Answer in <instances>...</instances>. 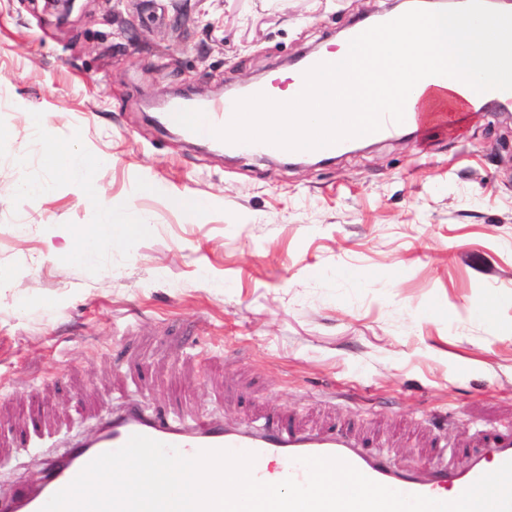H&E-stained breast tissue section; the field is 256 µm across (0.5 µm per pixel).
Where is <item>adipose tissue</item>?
<instances>
[{
	"instance_id": "obj_1",
	"label": "adipose tissue",
	"mask_w": 512,
	"mask_h": 512,
	"mask_svg": "<svg viewBox=\"0 0 512 512\" xmlns=\"http://www.w3.org/2000/svg\"><path fill=\"white\" fill-rule=\"evenodd\" d=\"M383 42L392 50L398 69V83L402 94L407 95L418 112H463L467 105L455 85L437 90H426L418 83L417 69L421 62L440 54L446 57L448 67L470 75L474 90L493 82L497 74L493 63L512 65V28L491 32L487 20L472 16L462 17L448 12L427 19L411 21L388 31ZM374 78L370 55H363L358 68L352 73L336 76L337 94L330 101L314 97L293 96L290 89H277L272 100L263 104L248 103V112L265 114V126L283 138L313 135L318 131L314 113L321 111L343 113L337 124L336 136L346 137L350 127L356 126L359 114L369 111L371 104L367 90ZM291 112H308L312 118L299 126L287 123ZM45 161L49 167L76 181L88 194L98 192L97 166L88 164L54 137L45 139ZM149 225H129L109 217L104 223L83 228L73 241L70 258L85 260L92 256L104 241L121 239L130 234H145Z\"/></svg>"
}]
</instances>
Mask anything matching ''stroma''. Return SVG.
I'll return each instance as SVG.
<instances>
[{"instance_id": "1", "label": "stroma", "mask_w": 512, "mask_h": 512, "mask_svg": "<svg viewBox=\"0 0 512 512\" xmlns=\"http://www.w3.org/2000/svg\"><path fill=\"white\" fill-rule=\"evenodd\" d=\"M390 0H0V497L125 404L356 430L465 469L512 430V116L451 112L318 165L229 156L151 119L220 98ZM103 161L50 169L28 115ZM44 183L37 195L19 190ZM112 209L144 236L57 251Z\"/></svg>"}]
</instances>
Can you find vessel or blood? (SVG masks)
<instances>
[{
    "label": "vessel or blood",
    "mask_w": 512,
    "mask_h": 512,
    "mask_svg": "<svg viewBox=\"0 0 512 512\" xmlns=\"http://www.w3.org/2000/svg\"><path fill=\"white\" fill-rule=\"evenodd\" d=\"M368 34V29L352 28L347 41L351 49L348 55L329 57L318 54L303 60L294 78L297 92H309L324 100L334 98L336 86L332 81L333 75L351 70L356 65L355 52L367 43ZM371 53L379 76L374 96L385 98L398 94L394 62L387 49L380 44L372 47ZM419 72L422 83L430 86L452 79L465 91L471 83L468 75L449 71L447 62L443 60H429ZM318 118L322 130L315 137L285 142L263 130L260 113L239 111L237 103L228 99L211 101L197 112H187L177 106L167 115L168 122L182 127L190 138L202 142L220 140L225 149L233 152L264 155L285 151L296 158L333 156L342 152L348 145L347 140L330 132L331 127L340 121V114L322 112ZM431 118V113L412 111L404 102L393 109L377 107L369 113L365 127L359 129L358 134L374 140L388 139L404 129L423 127ZM245 125L250 127V134L234 139L225 137V128ZM135 434L175 447L187 457L215 449L255 453L253 476L264 483L273 477L305 481L307 471L300 465V457L334 456L393 490L445 502L460 497L490 468L512 460V431L493 436L489 442L490 457L474 458L467 470L448 472L435 469L424 474L397 470L361 447L356 439L342 434L291 428L247 429L212 422L183 425L145 414L140 408L129 407L112 415L93 439L79 442L64 454L52 458L37 481L11 497L0 498V512H40L50 497L70 484L91 460L121 448Z\"/></svg>",
    "instance_id": "b4317fda"
}]
</instances>
